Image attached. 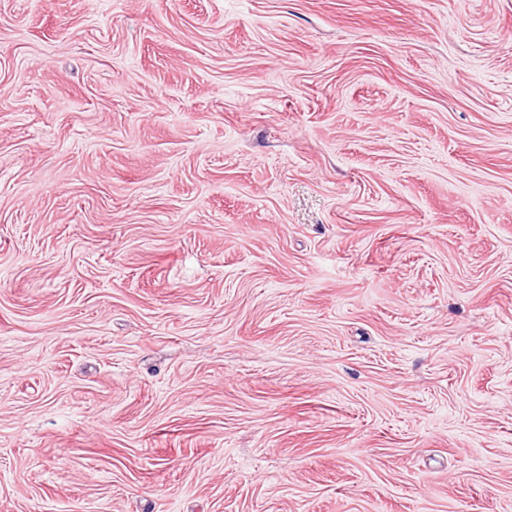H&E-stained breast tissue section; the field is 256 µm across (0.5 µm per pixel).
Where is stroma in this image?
<instances>
[{
	"label": "stroma",
	"instance_id": "35a3bbf8",
	"mask_svg": "<svg viewBox=\"0 0 512 512\" xmlns=\"http://www.w3.org/2000/svg\"><path fill=\"white\" fill-rule=\"evenodd\" d=\"M0 512H512V0H0Z\"/></svg>",
	"mask_w": 512,
	"mask_h": 512
}]
</instances>
